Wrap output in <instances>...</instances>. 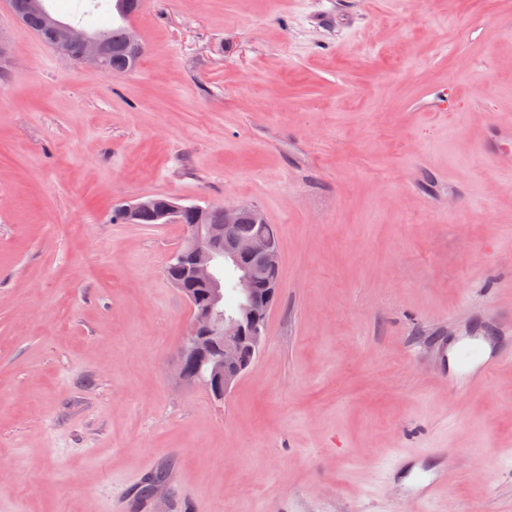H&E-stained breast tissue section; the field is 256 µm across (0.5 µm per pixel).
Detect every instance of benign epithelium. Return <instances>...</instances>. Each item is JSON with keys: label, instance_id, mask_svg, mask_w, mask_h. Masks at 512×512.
<instances>
[{"label": "benign epithelium", "instance_id": "7a95c632", "mask_svg": "<svg viewBox=\"0 0 512 512\" xmlns=\"http://www.w3.org/2000/svg\"><path fill=\"white\" fill-rule=\"evenodd\" d=\"M46 22L56 31L57 51L68 54L77 46V62L108 73L103 37L81 25L61 22L49 12ZM121 209L133 224L140 223L145 212L151 213L155 224H180L184 214L195 215L194 223L184 225V241L166 266L167 279L190 309L178 372L183 381L201 384L216 398H224L253 367L279 290V251L272 243L262 236L229 234L235 224L263 221V214L255 206L224 205L218 207L222 222L211 223L206 219L211 206L182 205L155 196L141 197ZM223 267L234 272L240 298L232 313L224 311V281L219 274Z\"/></svg>", "mask_w": 512, "mask_h": 512}]
</instances>
